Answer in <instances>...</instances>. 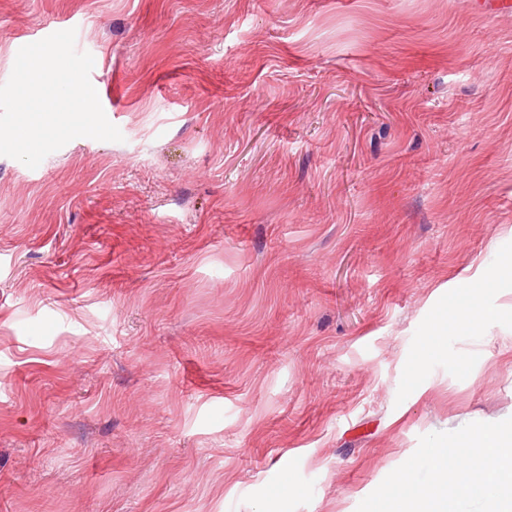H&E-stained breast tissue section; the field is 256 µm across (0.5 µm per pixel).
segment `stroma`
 Wrapping results in <instances>:
<instances>
[{"instance_id":"obj_1","label":"stroma","mask_w":512,"mask_h":512,"mask_svg":"<svg viewBox=\"0 0 512 512\" xmlns=\"http://www.w3.org/2000/svg\"><path fill=\"white\" fill-rule=\"evenodd\" d=\"M0 0L123 141L0 156V512H356L512 417V11ZM486 283L479 336L429 327Z\"/></svg>"}]
</instances>
